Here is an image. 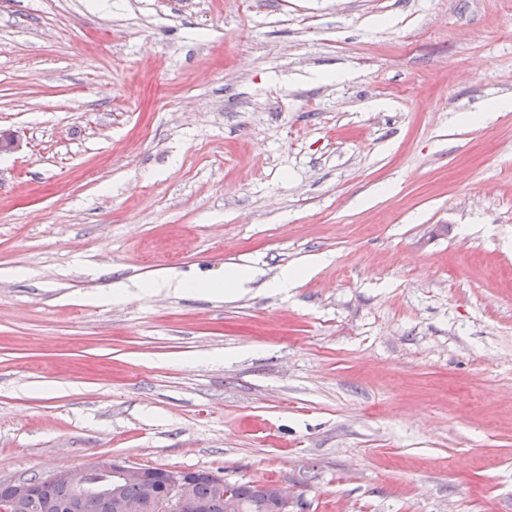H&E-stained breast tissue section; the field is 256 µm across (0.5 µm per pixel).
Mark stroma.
Here are the masks:
<instances>
[{"instance_id": "35a3bbf8", "label": "stroma", "mask_w": 512, "mask_h": 512, "mask_svg": "<svg viewBox=\"0 0 512 512\" xmlns=\"http://www.w3.org/2000/svg\"><path fill=\"white\" fill-rule=\"evenodd\" d=\"M505 97L512 0H0V482L512 512V112L463 120ZM257 271L251 268L225 271L224 277L216 280L198 282L192 286L186 282L177 272H169L161 279H144L138 285L130 287L126 284H118L114 290V298H125L131 294H154L163 290L173 291H201L209 294H238L246 290L248 285L256 278ZM196 287V288H193ZM129 288H136L132 292Z\"/></svg>"}]
</instances>
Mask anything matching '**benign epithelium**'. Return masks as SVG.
Segmentation results:
<instances>
[{"label": "benign epithelium", "mask_w": 512, "mask_h": 512, "mask_svg": "<svg viewBox=\"0 0 512 512\" xmlns=\"http://www.w3.org/2000/svg\"><path fill=\"white\" fill-rule=\"evenodd\" d=\"M205 478L224 492L226 512H239L224 477L209 470H165V481L155 489L148 469L124 461L106 460L92 470L60 471L45 480L62 486L67 496L45 508V512H209V504L192 491L194 479ZM124 484H140L142 496L126 497ZM262 493L273 499L275 512H288L292 501L277 481L260 486ZM40 483L23 480L0 484V512H27L29 504L38 500Z\"/></svg>", "instance_id": "benign-epithelium-1"}]
</instances>
